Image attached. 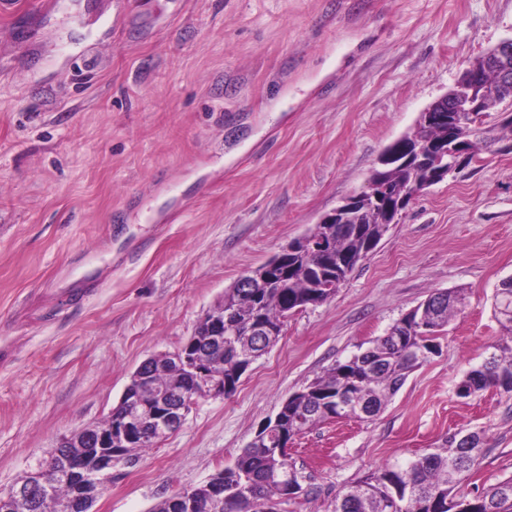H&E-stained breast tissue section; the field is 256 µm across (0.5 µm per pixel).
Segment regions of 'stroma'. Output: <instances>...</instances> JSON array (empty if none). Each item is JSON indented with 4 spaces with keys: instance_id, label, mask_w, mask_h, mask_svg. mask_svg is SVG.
Wrapping results in <instances>:
<instances>
[{
    "instance_id": "obj_1",
    "label": "stroma",
    "mask_w": 512,
    "mask_h": 512,
    "mask_svg": "<svg viewBox=\"0 0 512 512\" xmlns=\"http://www.w3.org/2000/svg\"><path fill=\"white\" fill-rule=\"evenodd\" d=\"M512 37V0H0V489L101 423L246 270L363 190L382 150ZM512 149L413 200L328 301L289 316L228 397L206 398L95 512H151L233 465L284 400L438 290L464 307L374 420L292 440L332 512L386 461L483 432L461 486L512 476V393L456 387L503 331Z\"/></svg>"
}]
</instances>
